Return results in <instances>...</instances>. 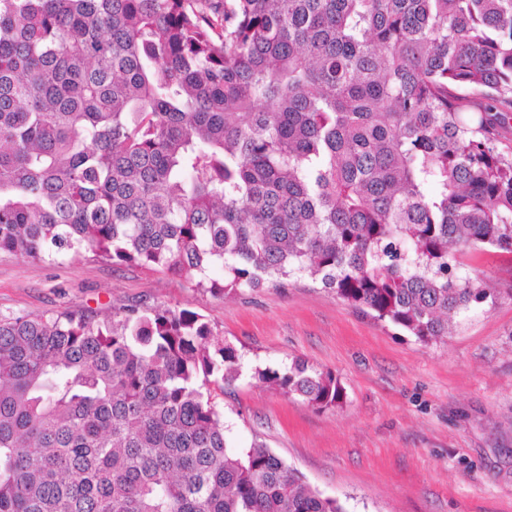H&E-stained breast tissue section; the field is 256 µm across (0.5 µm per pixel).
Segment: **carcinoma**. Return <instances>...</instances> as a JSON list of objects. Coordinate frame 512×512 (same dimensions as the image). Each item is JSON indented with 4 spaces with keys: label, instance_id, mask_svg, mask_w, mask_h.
<instances>
[{
    "label": "carcinoma",
    "instance_id": "cac0c4a2",
    "mask_svg": "<svg viewBox=\"0 0 512 512\" xmlns=\"http://www.w3.org/2000/svg\"><path fill=\"white\" fill-rule=\"evenodd\" d=\"M512 254V0H0V252L295 276L428 344ZM224 276L215 279L212 270ZM201 314H0V512H346L210 386ZM262 381L340 406L294 358Z\"/></svg>",
    "mask_w": 512,
    "mask_h": 512
}]
</instances>
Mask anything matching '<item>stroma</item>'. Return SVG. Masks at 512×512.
I'll list each match as a JSON object with an SVG mask.
<instances>
[{"label": "stroma", "mask_w": 512, "mask_h": 512, "mask_svg": "<svg viewBox=\"0 0 512 512\" xmlns=\"http://www.w3.org/2000/svg\"><path fill=\"white\" fill-rule=\"evenodd\" d=\"M464 262L491 295L430 344L308 276L224 296L89 257L0 253V313L161 303L200 313L242 364L215 397L236 447L266 444L347 512H512V255ZM296 357L336 376L340 406L320 410L258 379Z\"/></svg>", "instance_id": "1"}]
</instances>
